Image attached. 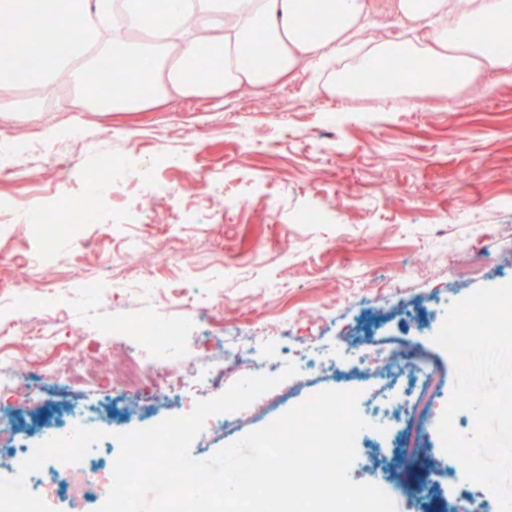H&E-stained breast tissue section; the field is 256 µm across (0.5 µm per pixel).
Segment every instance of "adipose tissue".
Instances as JSON below:
<instances>
[{
  "label": "adipose tissue",
  "mask_w": 512,
  "mask_h": 512,
  "mask_svg": "<svg viewBox=\"0 0 512 512\" xmlns=\"http://www.w3.org/2000/svg\"><path fill=\"white\" fill-rule=\"evenodd\" d=\"M307 0H158L171 15L162 27L145 24L140 0H112L122 16L125 37L105 36L95 17L103 0H0V107L17 117H34L39 93L69 81L75 112H138L180 98H219L244 89L260 91L308 72L343 53L374 15L371 0H338L322 20L316 39L302 36ZM390 12L421 28L414 42L375 41L347 70L332 75L329 95L345 93L352 74L388 69L386 84L372 88L380 98H450L479 88L490 72L511 73L512 0H391ZM488 20L494 37L473 39L476 19ZM38 34L25 59L11 51L22 37ZM265 63L247 64L253 51ZM428 62L427 75L410 70L415 56ZM109 65L130 73L150 70L151 92L133 83L99 88L92 75ZM29 98L19 99L18 89Z\"/></svg>",
  "instance_id": "ef3b65f1"
}]
</instances>
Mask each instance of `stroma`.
Listing matches in <instances>:
<instances>
[{
  "label": "stroma",
  "mask_w": 512,
  "mask_h": 512,
  "mask_svg": "<svg viewBox=\"0 0 512 512\" xmlns=\"http://www.w3.org/2000/svg\"><path fill=\"white\" fill-rule=\"evenodd\" d=\"M313 89L305 74L258 92L86 113V134L98 149L81 155L58 134L74 118L66 100L28 121L0 112V138L21 134L32 144L20 171L0 174L1 201L63 207L66 194L108 159L124 163L129 181L102 202L100 223L80 225L74 239L58 243L21 315L16 285L42 247V227L0 222V350L25 360L30 375L67 351L104 377L107 362L136 343L129 336L110 356L99 355L109 327L149 316L179 322L196 300L208 328L185 331L184 343L203 354L231 350L281 365L305 353L319 359L310 375L282 381L289 396L278 413L336 389L333 367L352 344L414 348L435 374L436 408L444 410L456 373L434 335L451 304L512 282V74L490 76L486 92L449 101L377 98L355 106ZM186 207L197 211V223H177ZM309 213L315 223H302ZM141 241L148 247L135 264L101 266V256ZM408 264L416 267L409 279ZM90 270L100 287L88 295L82 275ZM145 279L150 287H142ZM59 281L61 293L52 294ZM20 316L51 329L38 355L29 353L31 337L8 332ZM217 394L200 374L184 396L144 409L131 398L118 413L142 429ZM77 401L49 387L11 416L36 437ZM265 423L259 410L221 425L207 420L191 453L210 459ZM431 448L443 475L438 485L414 482L422 460L393 467L389 448L368 439L357 441L349 474L368 482L367 458L378 454L381 471L398 473L397 512H439L461 492L479 506L496 503L466 480L441 440ZM0 489L13 501L36 497L42 512H97L103 504L32 494L2 456Z\"/></svg>",
  "instance_id": "1"
}]
</instances>
